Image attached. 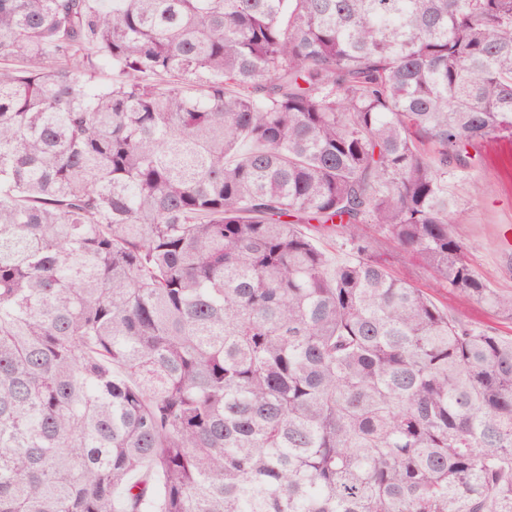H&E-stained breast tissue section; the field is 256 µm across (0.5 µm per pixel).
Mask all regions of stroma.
Listing matches in <instances>:
<instances>
[{
    "mask_svg": "<svg viewBox=\"0 0 512 512\" xmlns=\"http://www.w3.org/2000/svg\"><path fill=\"white\" fill-rule=\"evenodd\" d=\"M480 162L468 175L449 181L458 201L457 235L467 247V257L491 287L512 292V140L490 139L478 152ZM479 182L481 194H473L472 182ZM375 256L394 273L422 289L440 307L457 316L484 325L497 335L512 337V321L471 300L448 293L434 280L420 261L406 264L395 259L397 247L381 235H373Z\"/></svg>",
    "mask_w": 512,
    "mask_h": 512,
    "instance_id": "stroma-1",
    "label": "stroma"
}]
</instances>
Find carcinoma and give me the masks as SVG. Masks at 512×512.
<instances>
[{
	"label": "carcinoma",
	"instance_id": "obj_1",
	"mask_svg": "<svg viewBox=\"0 0 512 512\" xmlns=\"http://www.w3.org/2000/svg\"><path fill=\"white\" fill-rule=\"evenodd\" d=\"M0 60V512H512V338L361 234L512 321L448 191L512 0H0ZM301 229L305 234L321 237L319 239V245L328 254L332 262H342L348 258V250L343 246L344 240L339 230L334 233H325L320 236V234L316 233V230L309 224H302ZM366 233L372 238L373 254L388 265L394 273L411 281L422 289L440 307L448 308L457 316L477 322L492 330L498 336L512 337V321L497 317L492 311L471 300L448 293L434 280L430 271L420 261L414 260L400 264L395 259L397 247L394 242L375 233L371 225H367Z\"/></svg>",
	"mask_w": 512,
	"mask_h": 512
}]
</instances>
